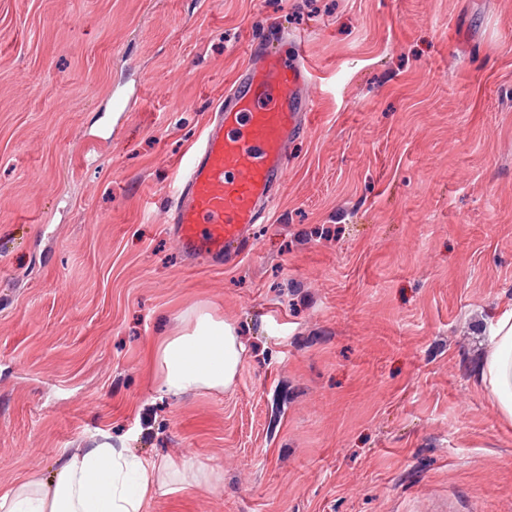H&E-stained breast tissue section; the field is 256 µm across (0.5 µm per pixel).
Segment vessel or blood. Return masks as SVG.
<instances>
[{
  "label": "vessel or blood",
  "mask_w": 512,
  "mask_h": 512,
  "mask_svg": "<svg viewBox=\"0 0 512 512\" xmlns=\"http://www.w3.org/2000/svg\"><path fill=\"white\" fill-rule=\"evenodd\" d=\"M311 70L303 54L288 61L270 46L252 45L182 166L168 222L185 256L221 260L250 239L255 225L269 223L288 148L314 109L304 93Z\"/></svg>",
  "instance_id": "1"
}]
</instances>
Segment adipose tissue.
<instances>
[{
	"mask_svg": "<svg viewBox=\"0 0 512 512\" xmlns=\"http://www.w3.org/2000/svg\"><path fill=\"white\" fill-rule=\"evenodd\" d=\"M489 336L477 379L512 420V303L500 310ZM246 351L233 323L195 307L154 347L149 369L168 394L221 393L234 385ZM209 477L203 468L144 458L109 440H93L65 453L50 478L36 472L1 492L0 512H148L156 496L189 490Z\"/></svg>",
	"mask_w": 512,
	"mask_h": 512,
	"instance_id": "1",
	"label": "adipose tissue"
}]
</instances>
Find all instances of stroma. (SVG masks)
Instances as JSON below:
<instances>
[{
    "label": "stroma",
    "mask_w": 512,
    "mask_h": 512,
    "mask_svg": "<svg viewBox=\"0 0 512 512\" xmlns=\"http://www.w3.org/2000/svg\"><path fill=\"white\" fill-rule=\"evenodd\" d=\"M279 32L316 109L271 223L189 264L177 166ZM510 299L512 0H0V490L106 433L219 476L150 512H512L476 376ZM199 304L249 350L164 395Z\"/></svg>",
    "instance_id": "stroma-1"
}]
</instances>
